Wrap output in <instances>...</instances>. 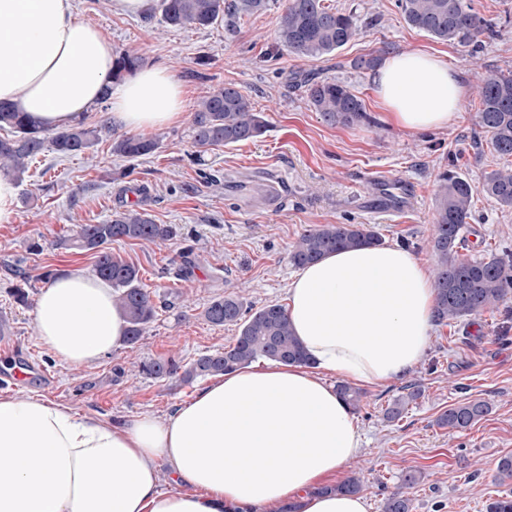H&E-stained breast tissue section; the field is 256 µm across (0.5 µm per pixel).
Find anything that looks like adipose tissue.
I'll return each mask as SVG.
<instances>
[{
    "label": "adipose tissue",
    "mask_w": 512,
    "mask_h": 512,
    "mask_svg": "<svg viewBox=\"0 0 512 512\" xmlns=\"http://www.w3.org/2000/svg\"><path fill=\"white\" fill-rule=\"evenodd\" d=\"M111 41L75 0H0V103L41 127L81 125L108 105L127 130L179 123L186 90L169 67L112 77ZM386 118L441 128L469 93L447 56L387 55L372 77ZM430 271L409 251L370 246L307 265L288 286V318L309 364L247 366L217 377L167 420L115 423L37 395L0 394V512H368L361 494H325L361 435L326 378L383 387L421 362L434 330ZM40 343L80 367L123 344L111 288L71 269L43 288ZM173 487L162 490L159 468Z\"/></svg>",
    "instance_id": "ef3b65f1"
}]
</instances>
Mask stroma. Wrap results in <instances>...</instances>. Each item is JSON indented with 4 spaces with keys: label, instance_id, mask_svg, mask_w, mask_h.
<instances>
[{
    "label": "stroma",
    "instance_id": "1",
    "mask_svg": "<svg viewBox=\"0 0 512 512\" xmlns=\"http://www.w3.org/2000/svg\"><path fill=\"white\" fill-rule=\"evenodd\" d=\"M81 18L112 41L114 54L172 68L188 89L181 123L155 130L159 149L126 158L112 151L122 128L107 107L85 119L111 132L82 154L64 157L47 149L18 183L17 218L0 225V360L19 354L36 359L46 382L17 385L0 374L1 393L34 392L79 411L119 422L135 415L164 420L189 402L203 379H155L140 368L150 359L186 364L233 344L235 326H216L204 316L216 297L235 294L252 307L286 304L297 268L289 252L301 235L322 224H366L384 245L400 246L433 263L428 240L435 217L438 176L452 169L474 189L475 218L465 256L512 253V209L482 191L486 173L503 167L489 134L477 125V104L467 97L458 120L430 130L387 122L370 84V73L352 60L423 50L447 56L468 86L491 74H512V0H471L495 29L479 50L434 39L410 27L395 0H330L354 13L359 35L332 57L300 59L279 47L275 29L285 0L239 15L233 25L172 28L161 5L142 16L117 15L111 0H75ZM309 73L347 84L368 118L331 126L309 105L300 85ZM234 84L262 112L266 133L252 141L219 146L195 158L191 113L218 87ZM406 183L411 205L395 210L385 183ZM144 210L177 234L164 242L119 240L113 255L135 265L151 292L156 317L136 345H123L98 362L74 367L42 347L33 313L47 274L65 268L92 270L94 255L64 247L81 225L99 224L130 210ZM27 299L17 302L15 285ZM419 385L421 397L400 420L384 410ZM354 419L362 448L347 471L362 474L369 512H382L406 471L424 478L411 490L413 512H486L494 498L512 494L499 483L497 464L512 455V316L486 311L435 326L428 350L406 381L363 387ZM479 398L491 412L470 429L449 433L436 420L448 407Z\"/></svg>",
    "mask_w": 512,
    "mask_h": 512
}]
</instances>
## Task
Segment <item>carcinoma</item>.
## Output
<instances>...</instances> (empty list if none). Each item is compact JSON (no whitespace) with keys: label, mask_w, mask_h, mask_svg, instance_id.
Returning <instances> with one entry per match:
<instances>
[{"label":"carcinoma","mask_w":512,"mask_h":512,"mask_svg":"<svg viewBox=\"0 0 512 512\" xmlns=\"http://www.w3.org/2000/svg\"><path fill=\"white\" fill-rule=\"evenodd\" d=\"M266 7V0H162V14L172 26L207 27L223 15L255 12ZM396 7L412 27L442 41L470 44L493 33L489 21L468 0H397ZM359 33L354 15L325 0H287L275 30L277 44L290 54L304 59L332 56ZM140 63L136 54L125 53L115 64L118 79ZM307 99L314 111L329 125L349 126L367 118L363 99L347 85L329 79L305 81ZM478 125L490 135L492 150L501 158L512 157V76L489 75L476 86ZM12 135L0 138V174L23 181L28 165L46 145L60 155L82 153L99 139L102 129L65 127L46 131L36 126L25 113L0 106V128ZM267 125L251 99L232 84L219 87L205 96L192 117V143L197 157L214 146H227L262 136ZM157 139L124 135L112 144V152L127 158L154 153ZM482 191L502 208L512 209V167L504 166L485 176ZM473 219V188L459 173L446 170L439 176L435 194V221L430 247L435 257V318L449 323L497 309L512 301V256L489 259L467 258V224ZM175 234L169 224H158L144 210H128L101 224H84L71 241H62L95 254L93 273L112 286L116 306L127 318L126 342L137 343L156 313L150 292L141 285L139 269L106 250V245L123 239L163 242ZM381 236L365 224H322L303 234L290 253L293 265L303 267L340 250L361 246H380ZM212 324L236 325L239 334L221 352L204 354L185 369L173 359L150 360L142 371L158 379L175 376L183 382L198 377L217 376L248 366L260 359L281 363H304L307 354L293 333L286 309L267 304L250 311L235 295L216 297L204 312ZM340 398L352 409L359 407L362 392L347 382L337 385ZM422 391L414 386L385 409L389 421L403 417L407 406L419 399ZM491 411L488 402L472 399L442 413L437 424L450 431H465ZM420 479L415 473L404 476L401 486L383 503L382 512H412L408 495ZM361 481L350 475L325 488L327 492L358 493Z\"/></svg>","instance_id":"carcinoma-1"}]
</instances>
